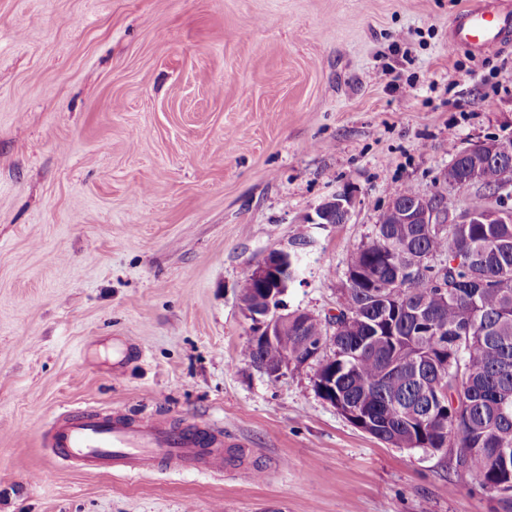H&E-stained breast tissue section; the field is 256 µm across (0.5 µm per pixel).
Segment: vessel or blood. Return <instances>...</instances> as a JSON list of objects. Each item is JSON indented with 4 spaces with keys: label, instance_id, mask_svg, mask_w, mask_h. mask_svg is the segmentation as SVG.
Wrapping results in <instances>:
<instances>
[{
    "label": "vessel or blood",
    "instance_id": "obj_1",
    "mask_svg": "<svg viewBox=\"0 0 512 512\" xmlns=\"http://www.w3.org/2000/svg\"><path fill=\"white\" fill-rule=\"evenodd\" d=\"M449 42L474 53L512 44V11H493L484 0L462 10L449 27ZM229 439L207 427L181 428L152 418L131 420L91 408L65 413L51 429L55 458L80 467L104 466L134 479H150L159 463L177 470L220 473Z\"/></svg>",
    "mask_w": 512,
    "mask_h": 512
}]
</instances>
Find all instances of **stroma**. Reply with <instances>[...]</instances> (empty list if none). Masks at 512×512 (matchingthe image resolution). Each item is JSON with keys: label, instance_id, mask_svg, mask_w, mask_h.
I'll use <instances>...</instances> for the list:
<instances>
[{"label": "stroma", "instance_id": "stroma-1", "mask_svg": "<svg viewBox=\"0 0 512 512\" xmlns=\"http://www.w3.org/2000/svg\"><path fill=\"white\" fill-rule=\"evenodd\" d=\"M470 0H0V512H488L447 455L395 448L246 363L239 286L300 255L334 310L392 195L512 140V48L450 45ZM343 224H313L336 192ZM204 424L224 473L151 481L51 455L46 424ZM466 155L478 166L479 159L485 160L486 157L497 156L501 158L503 155L512 157V142H478L468 147ZM353 197L347 191L337 192L331 198L323 201L315 208L316 218L311 219L313 224H333L336 212L344 216V223L348 220Z\"/></svg>", "mask_w": 512, "mask_h": 512}]
</instances>
